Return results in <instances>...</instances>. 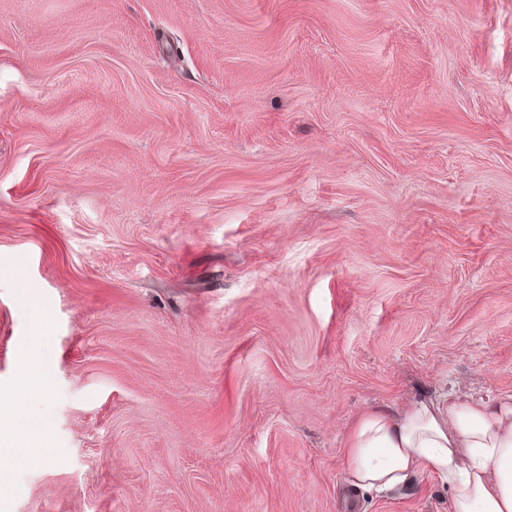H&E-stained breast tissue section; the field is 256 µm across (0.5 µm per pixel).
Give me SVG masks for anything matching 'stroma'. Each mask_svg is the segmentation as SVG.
<instances>
[{
  "label": "stroma",
  "instance_id": "35a3bbf8",
  "mask_svg": "<svg viewBox=\"0 0 512 512\" xmlns=\"http://www.w3.org/2000/svg\"><path fill=\"white\" fill-rule=\"evenodd\" d=\"M451 391L512 393V0H0V394L54 450L0 512H448L343 443Z\"/></svg>",
  "mask_w": 512,
  "mask_h": 512
}]
</instances>
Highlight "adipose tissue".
Instances as JSON below:
<instances>
[{
	"label": "adipose tissue",
	"instance_id": "obj_1",
	"mask_svg": "<svg viewBox=\"0 0 512 512\" xmlns=\"http://www.w3.org/2000/svg\"><path fill=\"white\" fill-rule=\"evenodd\" d=\"M0 481L6 469L51 457L47 423L21 404L0 408ZM345 475L356 489L407 488L417 471L447 483L450 512H512V394L418 400L400 414L362 413L344 442Z\"/></svg>",
	"mask_w": 512,
	"mask_h": 512
}]
</instances>
